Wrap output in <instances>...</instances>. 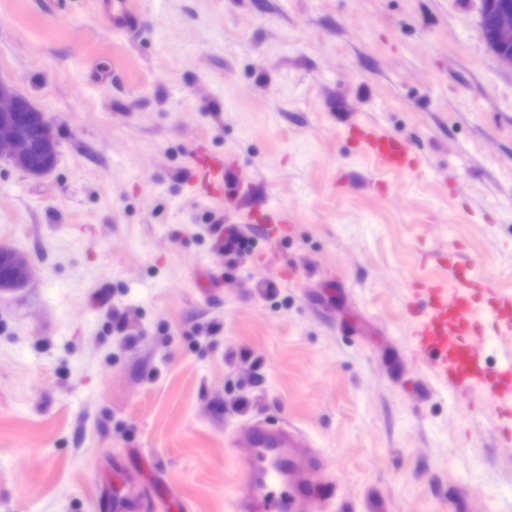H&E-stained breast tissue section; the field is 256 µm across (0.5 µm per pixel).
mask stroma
<instances>
[{"mask_svg": "<svg viewBox=\"0 0 512 512\" xmlns=\"http://www.w3.org/2000/svg\"><path fill=\"white\" fill-rule=\"evenodd\" d=\"M136 3L122 36L93 0H0V79L58 138L43 176L0 162V246L31 266L0 288V512H99L117 464L141 512H229L250 421L314 440L312 512H512V444L435 388L407 308L452 246L512 291V70L479 0ZM357 119L421 172L378 174ZM202 139L291 233L217 245L186 192ZM347 135L359 151L384 172L416 174L422 169V159L414 142L379 123H356L349 127Z\"/></svg>", "mask_w": 512, "mask_h": 512, "instance_id": "1", "label": "stroma"}]
</instances>
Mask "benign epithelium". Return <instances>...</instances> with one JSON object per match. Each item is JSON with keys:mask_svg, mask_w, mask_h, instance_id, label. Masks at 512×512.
Listing matches in <instances>:
<instances>
[{"mask_svg": "<svg viewBox=\"0 0 512 512\" xmlns=\"http://www.w3.org/2000/svg\"><path fill=\"white\" fill-rule=\"evenodd\" d=\"M480 3L485 43L500 64L512 70V7L499 5L497 0ZM33 125L41 129L37 142L28 135ZM57 148V136L47 114L0 79V161L38 177L54 167ZM0 264L8 268L0 288H17L30 278V263L23 254L1 246Z\"/></svg>", "mask_w": 512, "mask_h": 512, "instance_id": "1", "label": "benign epithelium"}]
</instances>
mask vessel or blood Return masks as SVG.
Here are the masks:
<instances>
[{
  "label": "vessel or blood",
  "mask_w": 512,
  "mask_h": 512,
  "mask_svg": "<svg viewBox=\"0 0 512 512\" xmlns=\"http://www.w3.org/2000/svg\"><path fill=\"white\" fill-rule=\"evenodd\" d=\"M94 5L114 32L125 34L137 25L132 0H94ZM347 135L384 172L415 174L422 169L414 142L381 124L360 122ZM186 164L190 196L226 214L224 222L211 227L216 241L242 224L265 225L272 236L288 230L290 217L254 202L251 171L233 154L213 151L201 141ZM472 267L470 258L455 253L447 278L424 282L413 293V349L431 362L435 385L450 398L468 405L478 397L498 408L496 429L512 443V359L504 358L497 370H490L476 341L487 323L499 332H512V293L492 292L485 307H476L470 289H485L489 283L473 276ZM233 446L232 512H253L257 502L267 512H309L311 501L320 497L327 479L323 458L298 430L271 429L256 421L241 429Z\"/></svg>",
  "instance_id": "vessel-or-blood-1"
}]
</instances>
